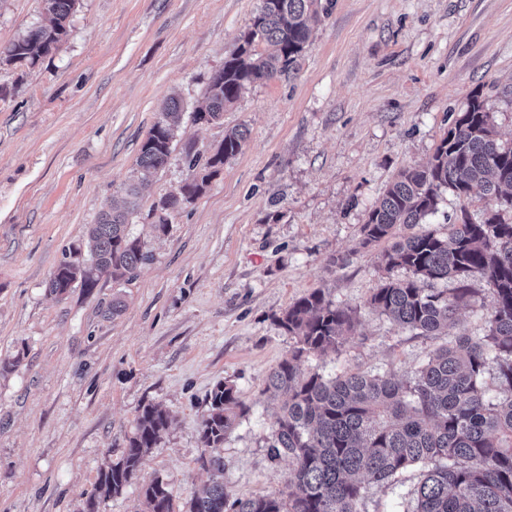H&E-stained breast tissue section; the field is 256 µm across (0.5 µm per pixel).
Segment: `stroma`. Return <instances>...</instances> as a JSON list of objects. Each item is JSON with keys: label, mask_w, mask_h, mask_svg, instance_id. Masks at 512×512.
Returning a JSON list of instances; mask_svg holds the SVG:
<instances>
[{"label": "stroma", "mask_w": 512, "mask_h": 512, "mask_svg": "<svg viewBox=\"0 0 512 512\" xmlns=\"http://www.w3.org/2000/svg\"><path fill=\"white\" fill-rule=\"evenodd\" d=\"M258 5L79 0L57 51L0 63V512H81L147 404L171 424L100 512H138L156 478L181 512L209 478L200 427L221 382L247 408L220 450L226 492L283 489L265 380L294 344L278 317L313 290L355 310L356 330L305 369L404 376L434 347L369 306L382 273L362 226L473 94L512 144V0H320L296 70L254 84L221 121L185 116L168 164L140 184L129 230L153 261L127 282L51 294L66 250L121 202L164 103L194 108ZM45 22L42 0H0V46ZM237 125L242 150L150 238L149 212L186 178V153L212 155ZM417 480L412 469L370 486L364 512H405Z\"/></svg>", "instance_id": "obj_1"}]
</instances>
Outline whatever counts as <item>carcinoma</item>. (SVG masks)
I'll return each mask as SVG.
<instances>
[{"label":"carcinoma","instance_id":"carcinoma-1","mask_svg":"<svg viewBox=\"0 0 512 512\" xmlns=\"http://www.w3.org/2000/svg\"><path fill=\"white\" fill-rule=\"evenodd\" d=\"M50 24L40 25L0 48V61L37 63L69 35L78 0H42ZM319 0H260L224 67L208 79L195 120L218 121L249 85L295 70L309 43ZM184 108L172 98L162 108L137 159L142 174L166 166ZM248 135L244 125L224 134L211 156L187 153L185 183L167 194L179 209L200 195ZM479 189L491 207L482 221L466 211L448 231L415 230L434 215L443 192L468 198ZM138 186L125 189L124 206L103 213L86 242L69 247L49 283L61 296L75 285L90 291L109 276L133 278L153 260L146 241L127 231L138 208ZM364 248L378 247L388 276L369 305L417 336H446L407 377L392 372H305L311 356L338 351L355 330V311L320 289L297 300L277 319L295 338L288 356L268 374L265 393L287 396L272 425L269 456L286 458L285 489L229 500L219 449L246 413L233 385L217 384L201 425L206 452L201 467L210 483L185 503L183 512H360L367 485L389 488L411 468L420 479L405 512H512V144L499 142L481 95L437 144L423 166L402 170L367 214ZM404 270L406 278L393 272ZM485 282L492 297L481 335L463 329L459 310L474 297L471 283ZM451 280L448 294L434 288ZM170 424L155 405L140 410L120 457L101 470L96 493L82 512L122 494L144 456ZM144 512H174L165 483L141 488Z\"/></svg>","mask_w":512,"mask_h":512}]
</instances>
